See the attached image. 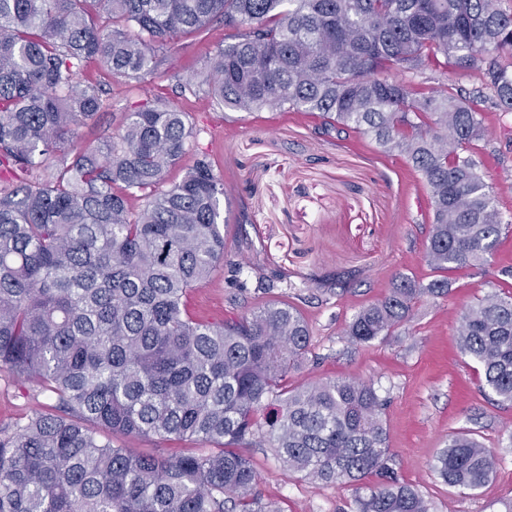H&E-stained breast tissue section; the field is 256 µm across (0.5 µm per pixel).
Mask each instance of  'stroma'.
Listing matches in <instances>:
<instances>
[{
    "label": "stroma",
    "instance_id": "stroma-1",
    "mask_svg": "<svg viewBox=\"0 0 512 512\" xmlns=\"http://www.w3.org/2000/svg\"><path fill=\"white\" fill-rule=\"evenodd\" d=\"M223 42L220 23L181 40L169 64L147 83L113 78L97 61L87 62L78 81L101 83L110 108L83 127L84 145L96 146L111 134L113 114L160 92L187 112L194 137L165 181H180L197 152L209 154L230 203L228 256L246 263L239 280L228 267H217L190 292L191 313L219 323L270 299L296 305L309 323L311 350L292 383L374 381L387 401L383 420L393 467L428 501L430 512H504L512 499V405L488 402L476 364L457 347V333L467 306L489 294L512 293V278L499 273L512 266V235L503 238L487 275L452 272L448 296L421 297L390 336L351 344L345 330L354 315L383 299L395 279L430 280L424 260L429 192L403 157L382 153L353 132L321 134L318 115L230 112L205 96L180 95L177 78H206ZM486 124L490 146L482 173L500 211L512 217V113H487ZM276 273L282 286L261 289L260 275ZM53 404L0 371V426ZM462 430L474 431L497 459L494 477L474 491L445 484L433 469L441 448ZM247 454L260 476V497L281 512H357L352 486L288 475L267 448Z\"/></svg>",
    "mask_w": 512,
    "mask_h": 512
}]
</instances>
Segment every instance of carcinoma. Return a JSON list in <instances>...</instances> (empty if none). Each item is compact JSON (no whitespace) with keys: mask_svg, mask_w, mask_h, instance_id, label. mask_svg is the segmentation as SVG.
<instances>
[{"mask_svg":"<svg viewBox=\"0 0 512 512\" xmlns=\"http://www.w3.org/2000/svg\"><path fill=\"white\" fill-rule=\"evenodd\" d=\"M217 21L224 44L204 81L214 103L317 113L325 134L371 139L428 187L437 276L399 278L357 313L351 342L389 335L424 295H448L447 273L491 264L512 229L480 174L478 101L512 112V13L499 0H0V368L55 399L0 427V512H280L261 502L244 452L264 447L292 475L354 485L358 512H429L392 467L374 383L288 386L311 346L296 306L268 301L222 323L189 313V292L219 263L243 266L226 259L229 201L206 153L163 187L193 137L187 114L156 94L98 146L82 143L105 107L77 81L86 60L145 82ZM431 68L476 69L482 84L424 92ZM458 345L486 399L512 404V296L469 305ZM108 432L207 449L140 453ZM434 470L477 490L495 454L462 432Z\"/></svg>","mask_w":512,"mask_h":512,"instance_id":"obj_1","label":"carcinoma"}]
</instances>
